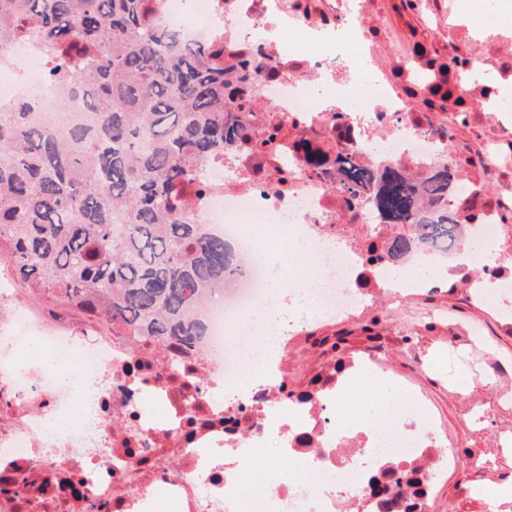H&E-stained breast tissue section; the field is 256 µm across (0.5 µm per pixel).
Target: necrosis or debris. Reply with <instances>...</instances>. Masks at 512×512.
I'll list each match as a JSON object with an SVG mask.
<instances>
[{
  "instance_id": "obj_1",
  "label": "necrosis or debris",
  "mask_w": 512,
  "mask_h": 512,
  "mask_svg": "<svg viewBox=\"0 0 512 512\" xmlns=\"http://www.w3.org/2000/svg\"><path fill=\"white\" fill-rule=\"evenodd\" d=\"M159 26L178 29L193 46L220 44L237 71L257 74L244 105L253 133L279 135L260 152L233 144L208 158L190 188L192 211L207 233L223 237L232 272L215 298L192 316V346L132 345L105 319L62 315L30 301L0 274V512H133L163 491L174 512H245L226 467L253 477L259 449L302 456L310 477L276 472L256 512H345L368 470L340 449L375 461L430 452L431 470L454 465V449L437 447L428 408L399 393L374 439L355 432L335 381L315 402L288 396L277 372L256 384L267 344L313 322L259 323L274 272L307 269L306 293L318 316L352 315L371 293L390 299L422 288L398 277L380 247V217L367 197L347 200L335 164L312 172L301 140L328 156L342 151L384 173L396 169L421 184L442 164L454 172L457 205L485 206L461 221L452 248L427 246L403 268L460 258L484 244L486 281L512 276L496 257L500 229L512 224V103L476 71L512 77V29L467 24L460 0H152ZM37 34L0 44V108L26 101L50 131L92 120L85 94L59 99ZM262 213L266 223L239 238L228 212ZM304 238L310 255L295 261ZM316 315V316H317ZM247 327L249 354L227 339ZM66 350L96 381L93 394L37 363L22 364L31 339ZM407 416L420 433L400 428Z\"/></svg>"
}]
</instances>
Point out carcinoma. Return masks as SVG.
<instances>
[{"label": "carcinoma", "instance_id": "1", "mask_svg": "<svg viewBox=\"0 0 512 512\" xmlns=\"http://www.w3.org/2000/svg\"><path fill=\"white\" fill-rule=\"evenodd\" d=\"M36 31L56 50L51 74L87 90L96 126L58 135L27 102L0 112V259L38 301L103 317L133 343L190 345L193 308L231 272L224 238L194 222L186 192L224 145L252 143L251 117L224 100V49L184 44L159 28L149 0H0V43ZM339 190L369 191L392 261L453 245L458 220L416 219V198L453 194L448 167L418 186L395 170L375 177L336 153ZM396 475L367 486L373 505L415 512L426 494L418 460L385 461Z\"/></svg>", "mask_w": 512, "mask_h": 512}]
</instances>
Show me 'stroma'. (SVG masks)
I'll return each instance as SVG.
<instances>
[{
	"instance_id": "35a3bbf8",
	"label": "stroma",
	"mask_w": 512,
	"mask_h": 512,
	"mask_svg": "<svg viewBox=\"0 0 512 512\" xmlns=\"http://www.w3.org/2000/svg\"><path fill=\"white\" fill-rule=\"evenodd\" d=\"M375 293L357 317L312 325L288 339L282 366L289 390L315 388L334 365L355 366L378 354L395 379L430 406L458 464L431 489L437 512H484V485L512 480V285L479 296L460 276L447 288H424L382 316Z\"/></svg>"
}]
</instances>
